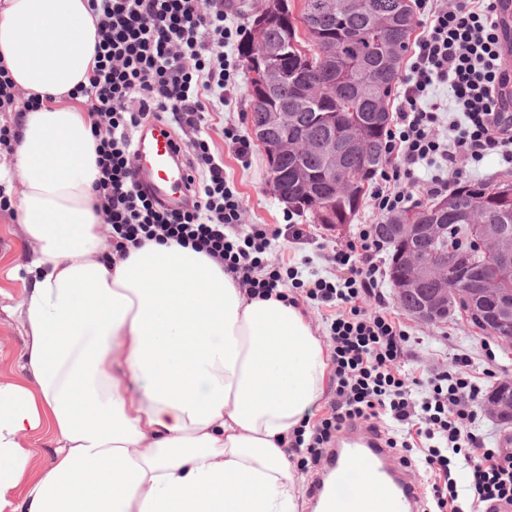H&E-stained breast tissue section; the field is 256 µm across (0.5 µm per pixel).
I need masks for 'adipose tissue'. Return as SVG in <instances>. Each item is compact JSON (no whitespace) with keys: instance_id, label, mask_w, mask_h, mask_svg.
Listing matches in <instances>:
<instances>
[{"instance_id":"1","label":"adipose tissue","mask_w":512,"mask_h":512,"mask_svg":"<svg viewBox=\"0 0 512 512\" xmlns=\"http://www.w3.org/2000/svg\"><path fill=\"white\" fill-rule=\"evenodd\" d=\"M96 42L87 0H0V60L40 101L0 159L33 247L22 374H0V512H304L285 448L320 406L327 350L299 306L192 247L107 255L95 115L71 97Z\"/></svg>"}]
</instances>
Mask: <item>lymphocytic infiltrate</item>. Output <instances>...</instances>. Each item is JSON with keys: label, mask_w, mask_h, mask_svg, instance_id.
I'll list each match as a JSON object with an SVG mask.
<instances>
[{"label": "lymphocytic infiltrate", "mask_w": 512, "mask_h": 512, "mask_svg": "<svg viewBox=\"0 0 512 512\" xmlns=\"http://www.w3.org/2000/svg\"><path fill=\"white\" fill-rule=\"evenodd\" d=\"M497 0H419L427 19L398 92L386 134L389 162L375 179L371 207L387 216L471 182L484 158L512 167V113L496 108V91L512 78L503 67ZM97 20L96 64L79 93L92 103L100 177L94 185L112 251L126 257L147 241H174L204 251L253 296L304 300L324 310L332 348L335 397L315 423H303L286 451L302 471L317 468L350 423L383 433L399 465L421 476L435 512L512 504V449L489 445L483 380L472 357L457 353L448 368H408L409 333L383 293L385 245L372 225L337 246L328 260L335 278L302 274L267 254L283 231L302 240V225L247 224L240 192L224 158L199 131L224 108L236 69L224 49L240 37L227 25L224 0H88ZM448 86L449 101L435 96ZM190 128L178 142L194 177V200L167 208L135 180L130 133L148 121ZM427 169L421 178L419 169Z\"/></svg>", "instance_id": "1"}]
</instances>
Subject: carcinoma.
<instances>
[{"instance_id": "carcinoma-1", "label": "carcinoma", "mask_w": 512, "mask_h": 512, "mask_svg": "<svg viewBox=\"0 0 512 512\" xmlns=\"http://www.w3.org/2000/svg\"><path fill=\"white\" fill-rule=\"evenodd\" d=\"M321 0L288 4V21L270 23L261 43L287 52L282 78L266 98L251 99L252 123L264 122L266 112L288 113V136L304 147L278 158L270 174L288 192L293 211L308 213L304 202L313 195L325 197L331 221L349 224L360 211L374 175L388 162L385 138L387 114L399 80L405 53L417 24L413 8H401V0H332L333 8L318 6ZM336 140V168L357 179L354 189L332 186L327 179L326 144ZM404 209L375 225V235L390 249L411 248L424 258L445 246L429 237L406 239L394 224H440L443 238L474 251L469 225L496 224L512 241V180L458 185L443 197ZM493 261L482 256L468 267L466 277L481 283L497 276ZM419 289L404 291L398 303L405 311L420 297L435 296L438 281L427 279Z\"/></svg>"}]
</instances>
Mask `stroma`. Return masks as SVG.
<instances>
[{
	"mask_svg": "<svg viewBox=\"0 0 512 512\" xmlns=\"http://www.w3.org/2000/svg\"><path fill=\"white\" fill-rule=\"evenodd\" d=\"M248 75L239 69L235 85L228 94L229 101L223 111L214 113L210 135L224 155V170L241 193L246 208L245 220L249 223L279 225L284 221L286 210L278 197L269 188V165L259 145H252L248 162L237 160L229 144L225 143L223 129L233 128L242 136H249L250 109L246 97ZM370 206H363L354 223L340 229L330 230L324 225H310V239L275 241L271 256L293 264L303 258H311L314 267L322 275H329L330 267L324 259L325 253L346 242L357 225L373 222ZM32 253L31 245L23 238L14 210L0 211V372L15 374L19 371L23 336L17 306L21 294L30 282L27 265ZM386 299L392 310L398 311L401 322L418 342L412 347V366L441 368L448 366L455 353L470 354L475 363L484 359L483 342L493 348L503 349L499 358L497 380L512 379V344L499 339L488 340L467 322L465 316L455 313L438 323H423L408 313L402 312L393 290H386Z\"/></svg>",
	"mask_w": 512,
	"mask_h": 512,
	"instance_id": "35a3bbf8",
	"label": "stroma"
}]
</instances>
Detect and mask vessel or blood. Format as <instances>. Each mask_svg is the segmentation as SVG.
<instances>
[{
  "mask_svg": "<svg viewBox=\"0 0 512 512\" xmlns=\"http://www.w3.org/2000/svg\"><path fill=\"white\" fill-rule=\"evenodd\" d=\"M497 22L502 50L511 53L512 0H500ZM171 140L158 123L139 130L135 139L141 162L139 179L165 206L181 207L190 199L189 171ZM369 480L386 485L389 495L373 502L363 500L360 490ZM309 495L313 502L323 503L327 512H420L424 503L420 484L406 469L394 465L383 437L356 425L337 436Z\"/></svg>",
  "mask_w": 512,
  "mask_h": 512,
  "instance_id": "vessel-or-blood-1",
  "label": "vessel or blood"
}]
</instances>
